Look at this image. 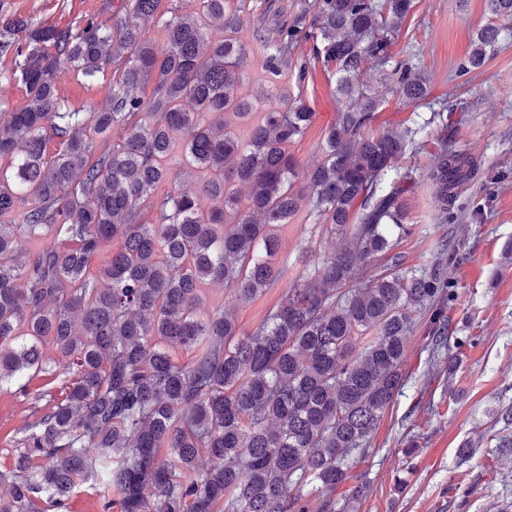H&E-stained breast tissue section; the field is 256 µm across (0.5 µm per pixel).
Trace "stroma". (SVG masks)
Wrapping results in <instances>:
<instances>
[{"label":"stroma","mask_w":512,"mask_h":512,"mask_svg":"<svg viewBox=\"0 0 512 512\" xmlns=\"http://www.w3.org/2000/svg\"><path fill=\"white\" fill-rule=\"evenodd\" d=\"M112 0H0V20L23 16L60 27L93 17L109 22ZM486 0H416L410 17L395 40L393 52L424 71L430 83L426 105L412 109L377 87L384 97L376 130L411 125L415 117L429 118L442 104L468 101L448 127V142L461 157L473 160L471 179L455 189L456 219L438 223V203L428 179L432 158L427 148L409 145L399 168L416 181L404 200L413 235L399 250L405 268L430 263L441 240L452 244L448 272L455 297L448 303V323L462 340V364L453 376L440 373L424 345L425 322H418L407 348L404 386L377 426L367 455L356 473L373 483L370 496L359 503L336 500L347 512H501L512 504V455L488 452L486 441L493 411L512 403V39L501 40L484 66L467 75L457 67L469 54L480 28L487 22ZM289 96H302L314 110L306 134L291 150L305 165L321 158L323 130L336 116L334 79L316 68L308 82L284 85ZM276 262L286 274L256 300L234 307L237 322L250 331L262 321L286 288L307 275L314 263L340 244L326 232L308 208H301L279 233ZM30 413L19 393L0 391V468L11 462V439ZM415 437L419 452L405 492L394 488L393 476L402 463L401 450ZM478 443L469 461L457 460L463 441ZM470 486L467 499L455 496L456 484Z\"/></svg>","instance_id":"stroma-1"}]
</instances>
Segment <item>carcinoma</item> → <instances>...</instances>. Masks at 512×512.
<instances>
[{
    "instance_id": "cac0c4a2",
    "label": "carcinoma",
    "mask_w": 512,
    "mask_h": 512,
    "mask_svg": "<svg viewBox=\"0 0 512 512\" xmlns=\"http://www.w3.org/2000/svg\"><path fill=\"white\" fill-rule=\"evenodd\" d=\"M253 2L120 0L109 25L0 26V56L25 91L0 120V390L14 383L32 405L0 470V512H70L88 482L104 512H333L340 486L371 492L352 469L403 386L416 315H428L432 357L457 368L448 242L402 271L414 180L389 179L412 136L455 110L378 132L382 99L360 81L377 71L400 102L427 98L425 77L393 53L414 0H303L254 29L268 82L303 84L316 63L336 76V120L306 168L290 152L313 121L305 100L265 108L245 92L239 32ZM487 11L461 73L512 23V0ZM107 72L99 107L61 97L64 76ZM431 144L446 224L473 164ZM304 205L346 238L311 281L250 332L206 307L213 283L246 303L284 278L279 229ZM59 376L58 395L29 390Z\"/></svg>"
}]
</instances>
